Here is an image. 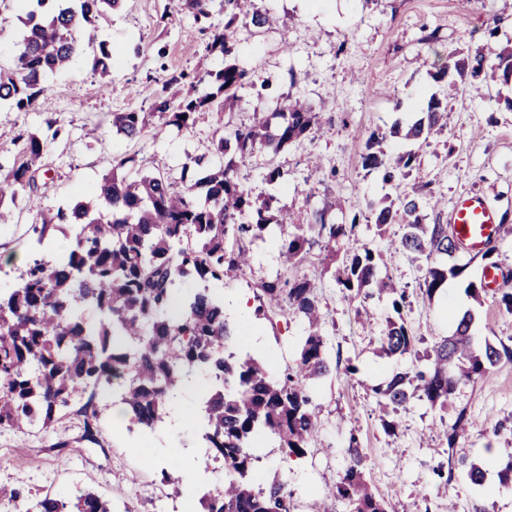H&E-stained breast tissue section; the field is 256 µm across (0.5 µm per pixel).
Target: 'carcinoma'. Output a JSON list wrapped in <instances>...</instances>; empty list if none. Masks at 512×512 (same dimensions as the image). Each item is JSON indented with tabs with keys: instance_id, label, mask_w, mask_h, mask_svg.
I'll return each instance as SVG.
<instances>
[{
	"instance_id": "obj_1",
	"label": "carcinoma",
	"mask_w": 512,
	"mask_h": 512,
	"mask_svg": "<svg viewBox=\"0 0 512 512\" xmlns=\"http://www.w3.org/2000/svg\"><path fill=\"white\" fill-rule=\"evenodd\" d=\"M36 7L23 19L25 34L17 57L21 77L0 70V102L19 112L48 108L44 77L69 66L75 58L76 36H85L122 7L123 0H34ZM215 0H178L177 11H187L199 31L209 32L207 55L224 56V68L202 75L214 77L216 89L200 94L197 80L188 74L171 76L163 91L152 92L150 112L162 125L189 128L203 110L225 112L241 100L239 92L251 85L248 72L236 63L240 33L251 26L263 28L271 16L256 0H224V27L209 29ZM112 52L107 43L87 57V67L108 75ZM460 76L477 79L487 73L512 82V45L490 57L480 50L454 63ZM186 86L180 97L166 94ZM276 128L263 117L251 126L236 128L218 138L214 150L224 165L207 171L205 198L195 194L187 175L180 180L148 173L126 177L117 170L135 162L115 161L103 175L91 203L82 200L59 207L41 227L28 260L9 288H0V429L45 431L59 413L77 402L84 434L93 438L100 393H118L129 411L128 431L151 433L162 426L181 386L203 371L208 387L193 415L201 428L203 447L211 460L224 467V485L196 488L191 498L196 512H291L293 491L288 482L274 479L263 485L248 472L257 456L258 442L275 438L290 457L302 458L315 443L317 414L307 395L308 385L328 374L326 341L320 327L316 284L289 275L259 285L257 312L285 308L308 325L295 364L272 376L250 354L234 349L245 325L232 327L224 315V284L239 277L249 265L248 243L269 228L273 203L260 201L244 187L241 167L264 150L277 154L284 146L301 144L319 124V114L298 98L287 100ZM448 124V103L433 95L422 117L406 127L404 138L414 144L427 141ZM113 126L128 139L146 128L142 112H117ZM22 160L0 175V224L12 223V206L23 200L36 204L37 171L48 142L20 133ZM374 135L363 156V166L377 171L382 183L399 186L418 164L419 154L409 150L391 155ZM419 188L371 209L374 224L383 230L403 224L405 232L395 253L414 263L424 260L426 272L420 288L433 297L464 267L448 265L455 250L448 225L423 223ZM362 212L348 224H328L320 211L308 224L281 239L280 253L287 270L302 262L315 244L305 230L315 226L325 233L324 250L347 243L346 256L336 281L348 299L357 298L376 281L383 256L356 235ZM55 228L67 229L69 244L50 255L44 242ZM398 315L387 322L380 352L389 357L409 353L414 344L405 319L406 293L386 281ZM91 309L98 321L83 311ZM474 316L457 318L449 335L434 345L426 371L394 374L372 389L378 401L398 411L414 397L430 406H448L459 383L484 376L502 359L512 361L505 344L474 345ZM348 464L325 497L342 502L346 512H387L366 480V456L356 438L347 448ZM26 512H112L108 501L84 491L76 496H45Z\"/></svg>"
}]
</instances>
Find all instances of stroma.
Masks as SVG:
<instances>
[{
  "mask_svg": "<svg viewBox=\"0 0 512 512\" xmlns=\"http://www.w3.org/2000/svg\"><path fill=\"white\" fill-rule=\"evenodd\" d=\"M177 0H125L123 7L102 21L97 40L112 50L108 80H101L82 63L44 79L51 107L19 112L0 103V164L19 157L13 141L22 131L59 134L41 161L37 174L38 208L17 204L14 221L0 224V269L15 272L17 256L27 255L34 225L45 213L75 200L93 197L102 176L115 159L149 158V171L173 177L201 178V171L183 172L188 158L213 155L225 125H251L256 111L272 115L285 98H300L320 115L311 140L291 145L276 156L259 152L243 171L253 196H277L287 204L297 224L314 209H325L326 220H350L366 201L381 202L388 193L378 173L365 170L362 156L372 134H385L383 147L398 154L409 142L389 137L395 122L412 123L430 95L448 101V126L430 136L419 149V181L425 195L440 199L426 209L429 224L446 222L454 200L478 193L493 202L501 218L494 242L501 278L488 289L483 304L466 292L480 275L481 253L459 250L454 264L462 276L449 279L444 292L427 297L419 284L424 267L397 259L381 267V278L405 287L403 317L416 341L415 353L399 358L381 356L379 338L393 310L387 293L373 291L365 305L373 316L362 326L357 311L363 303L345 299L320 251L297 268L296 274L315 280L319 288L322 333L332 369L317 381L313 404L318 415L317 441L301 459H284L275 439L256 449L253 474L260 481H288L294 500L304 512H316L326 487L336 484L345 464V448L357 439L367 457V480L389 512H512V484L500 472L512 457V363L504 361L475 382L460 386L447 409L411 401L395 412L379 404L374 386L399 371L424 366L433 344L448 335L454 319L473 310L477 344L512 341V314L496 298L512 291V86L484 78V95L468 96L467 79L445 71L449 53L464 57L475 50L494 55L512 41V0H258L276 22L240 35L239 58L252 84L231 112L206 110L195 115L186 130L153 121L136 139L117 133L116 112H145L150 94L171 75L194 72L201 58L212 70L224 66L221 56H206V38L194 29L190 14L176 12ZM176 19H168V12ZM279 166L284 177L271 185L263 175ZM283 231L270 226L250 245L251 265L228 282L225 298H240L243 310L227 309L229 322L248 323L245 351L263 359L271 372L294 364L305 324L278 311L258 315L256 287L284 273L277 242ZM358 368L346 374L347 365ZM204 377L182 389L171 417L148 443L117 426L112 397L99 398L100 417L94 439L84 436L75 411L60 414L50 432L0 430V485L22 490L24 499L57 493L92 491L109 500L112 512H155L156 501L170 506L186 503V494L161 484L160 472L170 468L173 445H180V470H199L207 483H223L200 446L194 425L184 415L195 408ZM469 426L456 445L448 429L458 413ZM396 421L394 432L385 422ZM153 458L144 466V458ZM483 466V484L462 475V462ZM139 480L131 484L129 473Z\"/></svg>",
  "mask_w": 512,
  "mask_h": 512,
  "instance_id": "1",
  "label": "stroma"
}]
</instances>
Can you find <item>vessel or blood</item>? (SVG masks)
Listing matches in <instances>:
<instances>
[{"mask_svg": "<svg viewBox=\"0 0 512 512\" xmlns=\"http://www.w3.org/2000/svg\"><path fill=\"white\" fill-rule=\"evenodd\" d=\"M454 240L470 251L483 250L495 238L500 219L498 210L477 194L460 196L448 212Z\"/></svg>", "mask_w": 512, "mask_h": 512, "instance_id": "1", "label": "vessel or blood"}]
</instances>
